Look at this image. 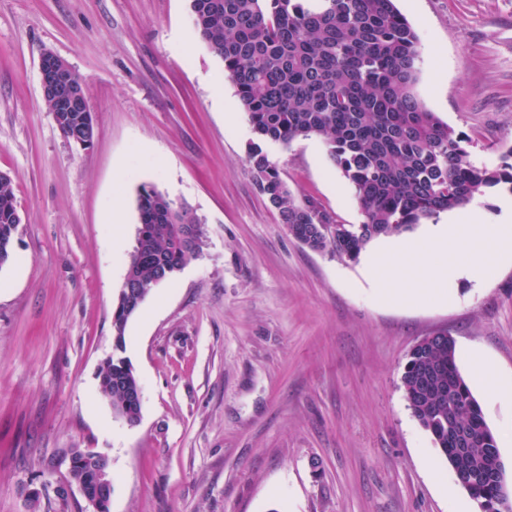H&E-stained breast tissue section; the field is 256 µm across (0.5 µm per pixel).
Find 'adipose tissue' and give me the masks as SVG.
<instances>
[{"instance_id":"obj_1","label":"adipose tissue","mask_w":512,"mask_h":512,"mask_svg":"<svg viewBox=\"0 0 512 512\" xmlns=\"http://www.w3.org/2000/svg\"><path fill=\"white\" fill-rule=\"evenodd\" d=\"M500 209L499 222L452 215L447 223L432 227L421 243L403 242L371 255L368 263L376 284L387 286L394 269L402 265V290L408 297L448 278L486 287L491 269L512 258V199L502 200Z\"/></svg>"}]
</instances>
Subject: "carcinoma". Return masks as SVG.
I'll return each instance as SVG.
<instances>
[{
  "mask_svg": "<svg viewBox=\"0 0 512 512\" xmlns=\"http://www.w3.org/2000/svg\"><path fill=\"white\" fill-rule=\"evenodd\" d=\"M195 25L224 62L256 136L254 185L288 232L314 251L355 260L373 240L411 231L484 189L512 191V148L489 168L473 159L415 91L419 38L394 0H191ZM322 139L351 185L363 221L337 224L316 202L296 201L266 147ZM135 246L112 314L113 351L99 370L113 413L140 420L141 385L124 356L125 331L152 288L198 259L206 229L196 212L154 187L137 200ZM17 210L11 181L0 185V267L13 256ZM408 409L482 512H512L505 483L482 479L488 449L500 447L456 362L450 336L410 351L401 376Z\"/></svg>",
  "mask_w": 512,
  "mask_h": 512,
  "instance_id": "carcinoma-1",
  "label": "carcinoma"
}]
</instances>
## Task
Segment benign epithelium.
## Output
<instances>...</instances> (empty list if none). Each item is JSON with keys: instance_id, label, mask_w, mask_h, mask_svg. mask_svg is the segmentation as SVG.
<instances>
[{"instance_id": "7a95c632", "label": "benign epithelium", "mask_w": 512, "mask_h": 512, "mask_svg": "<svg viewBox=\"0 0 512 512\" xmlns=\"http://www.w3.org/2000/svg\"><path fill=\"white\" fill-rule=\"evenodd\" d=\"M39 69L42 95L50 102V112L56 125L66 126L73 115H78V130L68 134L67 140L82 150L90 148L95 137V121L93 113L87 110L84 87L73 82V68L59 55L48 51L43 54ZM88 454L97 459L96 482L100 491L94 494L80 481L76 485L92 507L90 512H108L110 495L105 488L111 486L109 460L106 455L93 450L88 451Z\"/></svg>"}]
</instances>
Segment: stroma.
I'll list each match as a JSON object with an SVG mask.
<instances>
[{
    "instance_id": "35a3bbf8",
    "label": "stroma",
    "mask_w": 512,
    "mask_h": 512,
    "mask_svg": "<svg viewBox=\"0 0 512 512\" xmlns=\"http://www.w3.org/2000/svg\"><path fill=\"white\" fill-rule=\"evenodd\" d=\"M419 36L425 106L494 168L512 147V0H396ZM52 51L82 76L90 150L41 93ZM254 134L190 0H0V171L21 224L0 267V512H86L54 466L110 461V512H481L414 419L400 378L423 337L452 336L494 433L512 428V265L404 303L363 260L297 241L256 189ZM298 201L363 220L317 137L271 145ZM155 186L204 221L202 256L155 286L126 327L141 419L99 389L112 309ZM120 208L122 224L112 222Z\"/></svg>"
}]
</instances>
